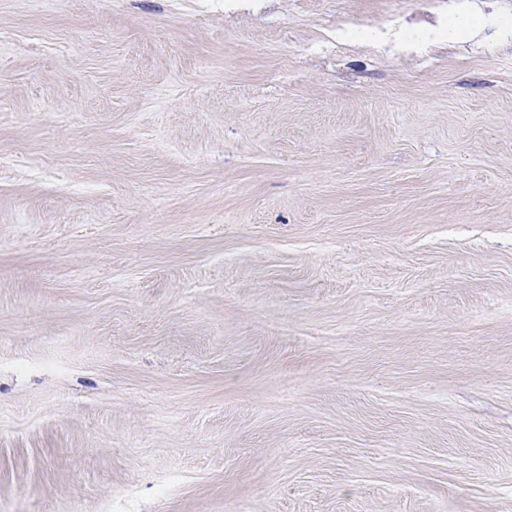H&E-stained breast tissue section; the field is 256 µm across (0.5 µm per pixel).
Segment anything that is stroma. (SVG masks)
Wrapping results in <instances>:
<instances>
[{
	"mask_svg": "<svg viewBox=\"0 0 512 512\" xmlns=\"http://www.w3.org/2000/svg\"><path fill=\"white\" fill-rule=\"evenodd\" d=\"M0 0V512H512V0Z\"/></svg>",
	"mask_w": 512,
	"mask_h": 512,
	"instance_id": "35a3bbf8",
	"label": "stroma"
}]
</instances>
